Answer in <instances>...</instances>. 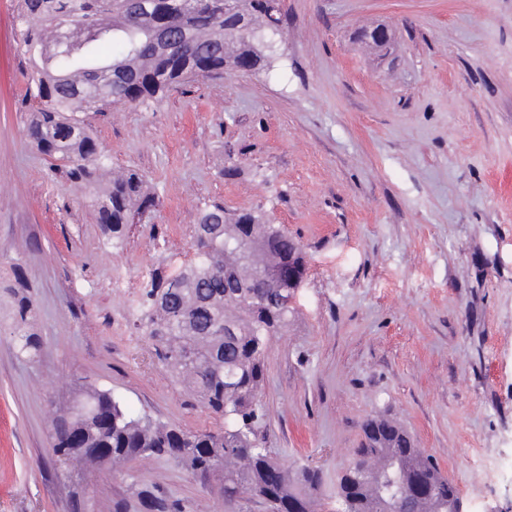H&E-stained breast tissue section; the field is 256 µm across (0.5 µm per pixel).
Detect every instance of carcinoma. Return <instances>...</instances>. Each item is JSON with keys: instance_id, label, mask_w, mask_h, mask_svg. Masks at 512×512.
<instances>
[{"instance_id": "cac0c4a2", "label": "carcinoma", "mask_w": 512, "mask_h": 512, "mask_svg": "<svg viewBox=\"0 0 512 512\" xmlns=\"http://www.w3.org/2000/svg\"><path fill=\"white\" fill-rule=\"evenodd\" d=\"M267 0H15L14 22L24 48L45 49L30 58L35 76L27 88V135L87 207L112 247H121L134 212L153 206L144 176L114 174L87 112L157 101L198 77L253 72L270 64L282 23H270ZM378 59L391 53L395 34L381 25L353 33ZM214 240L200 243L205 263L171 280L154 279L140 304L139 321L157 359L176 382L224 417L219 431L191 433L147 414L131 413L110 390L91 388L52 420L55 462L121 465L164 458L190 471L204 488L222 468L225 512H242L255 500L277 510L295 503L314 512L319 470L287 468L265 448L258 428L264 413L258 394L271 339L288 330L294 307L280 288L279 272L304 263L294 239L252 210L219 203L204 208ZM10 336L17 355L42 350L33 322V299L20 263H13ZM355 455L368 475L338 478L336 512H455L461 500L433 458L409 447L398 422L366 420ZM103 448L106 457L91 452ZM149 512H180L181 505L147 487Z\"/></svg>"}]
</instances>
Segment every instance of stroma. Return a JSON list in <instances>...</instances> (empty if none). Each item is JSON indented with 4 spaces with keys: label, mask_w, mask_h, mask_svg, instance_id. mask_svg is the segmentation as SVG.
I'll use <instances>...</instances> for the list:
<instances>
[{
    "label": "stroma",
    "mask_w": 512,
    "mask_h": 512,
    "mask_svg": "<svg viewBox=\"0 0 512 512\" xmlns=\"http://www.w3.org/2000/svg\"><path fill=\"white\" fill-rule=\"evenodd\" d=\"M0 0V282L21 263L44 346L16 357L0 300V512H184L218 489L162 458L61 476L51 420L84 387L188 432L223 420L169 378L137 321L149 275H179L209 204L259 209L306 274L265 358L262 435L334 503L363 423L397 420L466 512H512V0H283L271 68L199 79L89 115L113 167L155 195L112 248L26 137L32 70ZM383 23L396 60L353 32ZM142 501L151 512H180L182 506L178 501H172L167 496L161 495L147 486L140 492Z\"/></svg>",
    "instance_id": "stroma-1"
}]
</instances>
